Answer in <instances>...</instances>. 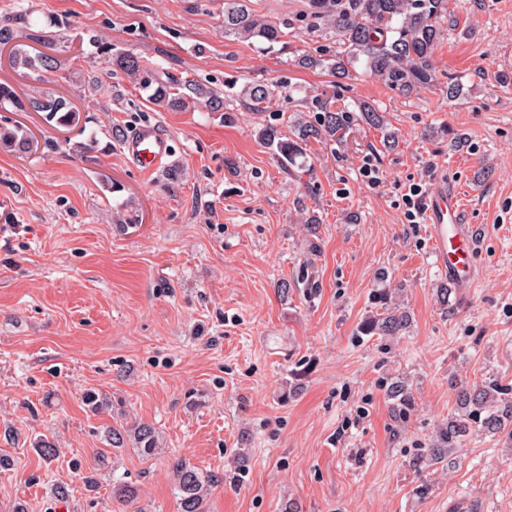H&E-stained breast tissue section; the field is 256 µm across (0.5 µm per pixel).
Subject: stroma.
<instances>
[{
  "mask_svg": "<svg viewBox=\"0 0 512 512\" xmlns=\"http://www.w3.org/2000/svg\"><path fill=\"white\" fill-rule=\"evenodd\" d=\"M251 6L287 31L286 51L225 37L224 0H0L31 31L63 23L67 45L61 69L4 60L0 82L80 112L61 127L0 106V129L38 141L0 145V512H178L176 458L223 476L208 512H512L511 442L484 434L424 459L455 410L452 382L512 387V0H447L435 79L408 96L360 66L340 82L297 66L336 47L309 0ZM93 34L175 79L282 90L261 113L240 100L228 117L169 111L113 73ZM337 93L384 112L396 146L356 121L311 142L302 169L258 141L262 124L289 128ZM143 123L174 148L150 177L112 136ZM369 153L377 186L359 172ZM430 167L476 230L474 284L445 303L430 227L400 205ZM387 306L410 326L365 332ZM132 422L156 429L157 454L113 453L108 429ZM116 479L136 504L114 498Z\"/></svg>",
  "mask_w": 512,
  "mask_h": 512,
  "instance_id": "obj_1",
  "label": "stroma"
}]
</instances>
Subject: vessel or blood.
I'll use <instances>...</instances> for the list:
<instances>
[{
    "instance_id": "vessel-or-blood-1",
    "label": "vessel or blood",
    "mask_w": 512,
    "mask_h": 512,
    "mask_svg": "<svg viewBox=\"0 0 512 512\" xmlns=\"http://www.w3.org/2000/svg\"><path fill=\"white\" fill-rule=\"evenodd\" d=\"M123 150L144 174L160 169L170 156L167 137L153 125H140L123 142ZM461 200L449 191L446 181H439L427 202V222L431 226L433 243L448 279L457 286H465L472 279L474 235L460 222Z\"/></svg>"
}]
</instances>
